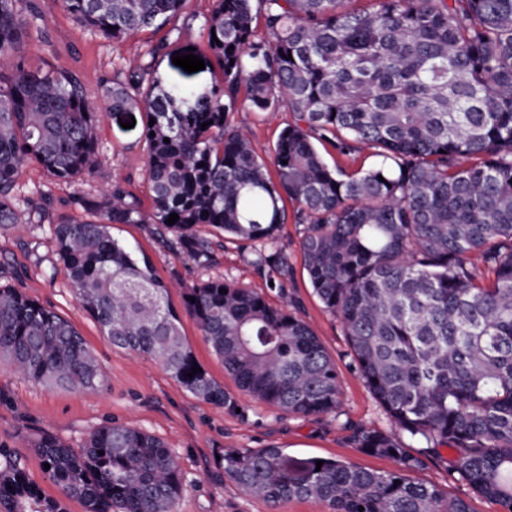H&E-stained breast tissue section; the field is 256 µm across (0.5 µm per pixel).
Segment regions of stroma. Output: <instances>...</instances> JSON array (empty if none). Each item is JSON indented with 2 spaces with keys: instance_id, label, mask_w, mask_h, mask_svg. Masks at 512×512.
Masks as SVG:
<instances>
[{
  "instance_id": "stroma-1",
  "label": "stroma",
  "mask_w": 512,
  "mask_h": 512,
  "mask_svg": "<svg viewBox=\"0 0 512 512\" xmlns=\"http://www.w3.org/2000/svg\"><path fill=\"white\" fill-rule=\"evenodd\" d=\"M42 34L27 46L33 66H53L77 77L86 87L99 118L100 165L86 181L64 183L41 168L27 167L16 191L17 225L0 229V286L18 289L68 320L84 338L105 375L101 389L77 391L33 383L14 373L11 361L0 354V446L24 462L31 482L47 496L62 499L60 490L44 474L33 442L49 434L78 445L92 429L110 423L126 424L158 436L171 449L188 476V487L176 512H270L262 500L244 494L226 477L217 457L228 448L281 449L295 458H336L375 470L393 468L392 460L363 454L352 440L351 428L362 424L389 429L382 408L349 367L350 348L342 325L314 294L303 267L300 243L304 227L294 220L296 202L285 204V220L276 241L288 262L282 289L270 288L271 274L253 263L251 243L203 224L198 235L211 242L214 261L198 267L181 249L163 246L150 224H114L109 231L120 242L140 248L159 275L171 282L169 300L182 309V290L199 281L221 278L261 294L272 306L306 321L335 360L340 372L342 405L338 415L301 417L256 402L237 391L221 361L213 355L196 323L183 318V333L198 361L224 384L241 407L233 413L205 402L181 386L158 363L113 347L95 321L82 310L71 292L52 234L61 217L93 218L92 202L122 186L143 215L151 213V192L141 126H130V113L110 110L102 82L125 81L141 67L175 77L183 85L202 88L219 76L215 58L206 48L203 25L212 0H186L180 14L158 31L144 30L120 41L102 38L79 27L59 11L54 0H28ZM193 48L204 70L188 73L171 56L154 53L162 39ZM230 122L247 134L258 156L272 163L281 130L293 116L285 104L259 112L239 98ZM452 450L426 458L411 472L412 480L437 485L451 497L469 499L474 512H499L498 505L473 495L448 477ZM67 512H83L81 503L62 499Z\"/></svg>"
}]
</instances>
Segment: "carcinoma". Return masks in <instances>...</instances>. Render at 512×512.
<instances>
[{"mask_svg":"<svg viewBox=\"0 0 512 512\" xmlns=\"http://www.w3.org/2000/svg\"><path fill=\"white\" fill-rule=\"evenodd\" d=\"M185 0H56L81 27L121 40L175 18ZM213 0L204 29L221 77L202 89L147 68L105 87L114 112L144 113L151 223L195 264L213 262L197 226L255 245L254 264L287 269L275 245L284 199L306 225L304 268L340 321L350 367L393 427H358L367 455L392 470L237 448L218 466L275 509L312 500L329 512H473L469 500L414 482L402 437L455 451L448 477L512 512V0ZM262 13L266 37L255 34ZM33 25L22 0H0V226L17 223L14 188L31 165L61 181L91 177L98 120L82 82L32 68L20 48ZM264 112L283 102L274 171L228 119L240 86ZM155 119L154 124L148 120ZM208 126H202V123ZM170 142H164V139ZM342 156L375 150L379 165L347 175ZM204 166H199V163ZM95 219L62 217L54 237L72 293L112 345L148 357L194 396L237 401L197 359L146 255L112 238L111 224H144L116 186ZM175 213L179 220H166ZM198 325L237 388L298 416L336 414V363L302 318L223 279L185 289ZM0 353L39 384L95 390L102 373L83 337L52 309L0 287ZM48 478L84 512H175L187 475L157 436L125 424L90 432L80 448L51 435L35 444ZM0 512H65L0 448Z\"/></svg>","mask_w":512,"mask_h":512,"instance_id":"carcinoma-1","label":"carcinoma"}]
</instances>
